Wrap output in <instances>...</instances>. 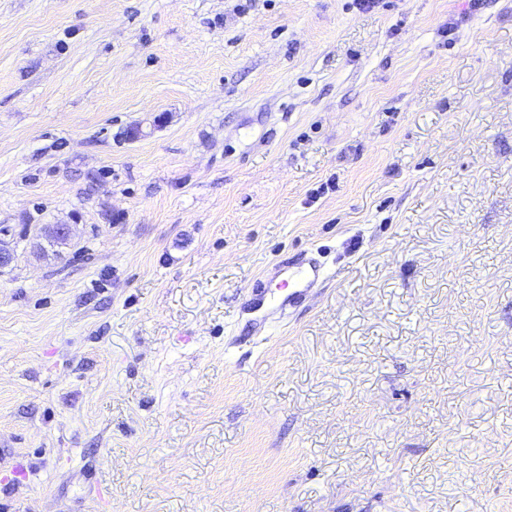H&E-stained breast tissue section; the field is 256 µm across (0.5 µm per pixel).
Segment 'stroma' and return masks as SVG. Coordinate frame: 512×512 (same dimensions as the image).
I'll use <instances>...</instances> for the list:
<instances>
[{"label":"stroma","mask_w":512,"mask_h":512,"mask_svg":"<svg viewBox=\"0 0 512 512\" xmlns=\"http://www.w3.org/2000/svg\"><path fill=\"white\" fill-rule=\"evenodd\" d=\"M1 242L0 512H512V0H0ZM320 270V264L313 259L308 267L289 273L288 279H284L281 286H279V288L286 290L287 294L283 298L278 297L273 301V310L282 312L287 305L290 307L297 303L303 292L310 288L319 277Z\"/></svg>","instance_id":"1"}]
</instances>
